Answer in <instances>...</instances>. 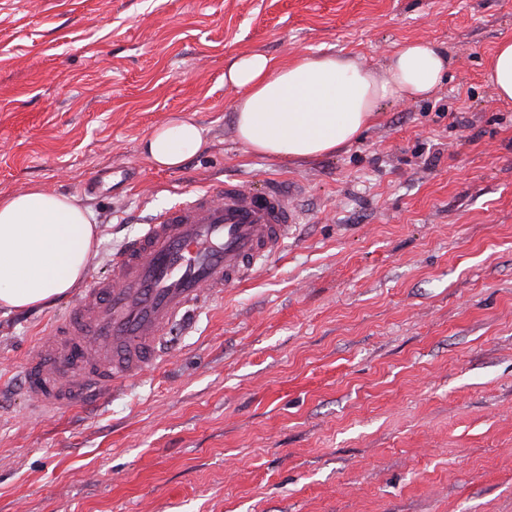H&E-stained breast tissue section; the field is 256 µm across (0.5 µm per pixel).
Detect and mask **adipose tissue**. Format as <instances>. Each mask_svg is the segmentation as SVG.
<instances>
[{
	"mask_svg": "<svg viewBox=\"0 0 512 512\" xmlns=\"http://www.w3.org/2000/svg\"><path fill=\"white\" fill-rule=\"evenodd\" d=\"M448 58L422 41L404 43L383 74L338 54L282 64L262 53L235 56L224 82L235 88L239 140L256 155L310 160L355 141L387 100L428 97ZM205 145L203 129L175 114L144 138L159 169H176ZM97 227L75 197L33 188L0 196V308L31 309L65 297L84 279Z\"/></svg>",
	"mask_w": 512,
	"mask_h": 512,
	"instance_id": "1",
	"label": "adipose tissue"
}]
</instances>
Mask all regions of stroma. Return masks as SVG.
I'll return each mask as SVG.
<instances>
[{"label": "stroma", "mask_w": 512, "mask_h": 512, "mask_svg": "<svg viewBox=\"0 0 512 512\" xmlns=\"http://www.w3.org/2000/svg\"><path fill=\"white\" fill-rule=\"evenodd\" d=\"M512 0H0V194L76 197L88 273L228 177L278 180L280 257L170 337L135 385L34 415L24 363L62 301L0 310V512H512V103L485 79ZM449 73L335 154L238 140L232 56L405 42ZM180 113L206 145L140 153ZM203 128L175 114L157 125L142 141V152L157 169H177L205 145Z\"/></svg>", "instance_id": "1"}]
</instances>
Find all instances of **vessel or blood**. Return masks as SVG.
<instances>
[{"mask_svg": "<svg viewBox=\"0 0 512 512\" xmlns=\"http://www.w3.org/2000/svg\"><path fill=\"white\" fill-rule=\"evenodd\" d=\"M299 215L277 181L229 179L156 212L91 276L25 365L38 412L60 414L140 379L175 323L279 256Z\"/></svg>", "mask_w": 512, "mask_h": 512, "instance_id": "obj_1", "label": "vessel or blood"}]
</instances>
